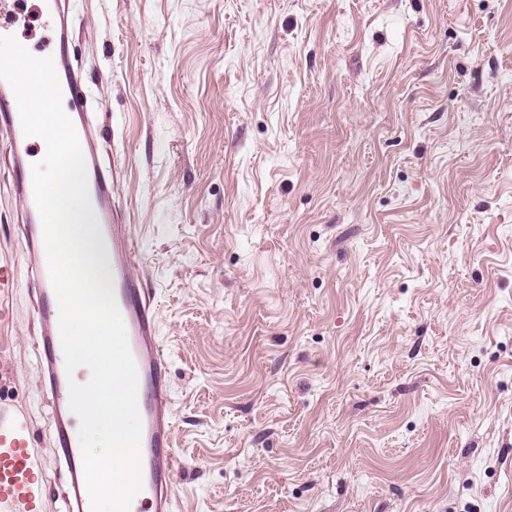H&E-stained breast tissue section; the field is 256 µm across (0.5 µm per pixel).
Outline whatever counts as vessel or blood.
<instances>
[{
  "mask_svg": "<svg viewBox=\"0 0 512 512\" xmlns=\"http://www.w3.org/2000/svg\"><path fill=\"white\" fill-rule=\"evenodd\" d=\"M66 46L52 51L64 111L75 119L88 174L89 194L100 226V237L111 259L116 300L126 328L138 372V407L142 421L143 489L130 512H174L172 492L176 463L174 424L170 409L165 363L156 347L157 324L153 303L136 273L139 250L132 227L120 223L112 202L114 174L97 157L96 129L81 114L83 95L79 79L65 62ZM0 130L12 144L16 171L15 190L24 206L20 226L22 249L31 261L29 277L38 294L41 367L57 413L51 436L63 451L72 479L71 512H91L80 442L67 418L69 384L58 327V305L49 275L43 225L36 208L29 159L35 138L25 136L11 87L0 80ZM45 479L41 456L32 446L31 425L24 411H0V512H44Z\"/></svg>",
  "mask_w": 512,
  "mask_h": 512,
  "instance_id": "b4317fda",
  "label": "vessel or blood"
}]
</instances>
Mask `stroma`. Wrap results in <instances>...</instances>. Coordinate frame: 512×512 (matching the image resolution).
<instances>
[{
	"instance_id": "stroma-1",
	"label": "stroma",
	"mask_w": 512,
	"mask_h": 512,
	"mask_svg": "<svg viewBox=\"0 0 512 512\" xmlns=\"http://www.w3.org/2000/svg\"><path fill=\"white\" fill-rule=\"evenodd\" d=\"M40 6H12L35 53ZM65 14L157 312L176 512H512V0ZM33 316L26 284L0 297V405L66 512Z\"/></svg>"
}]
</instances>
